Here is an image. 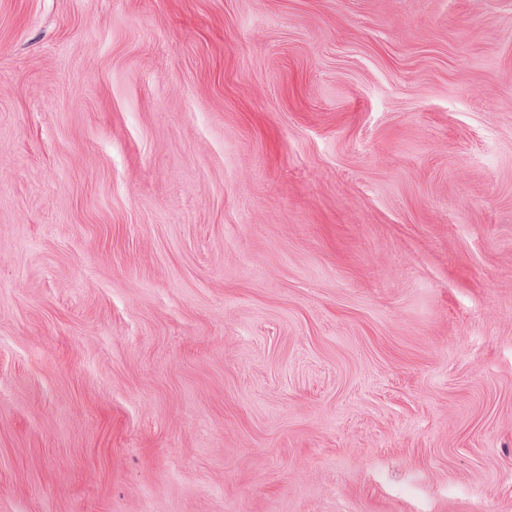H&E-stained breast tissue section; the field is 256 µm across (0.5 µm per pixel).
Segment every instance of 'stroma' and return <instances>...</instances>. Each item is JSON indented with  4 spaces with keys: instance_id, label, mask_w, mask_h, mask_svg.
Masks as SVG:
<instances>
[{
    "instance_id": "stroma-1",
    "label": "stroma",
    "mask_w": 512,
    "mask_h": 512,
    "mask_svg": "<svg viewBox=\"0 0 512 512\" xmlns=\"http://www.w3.org/2000/svg\"><path fill=\"white\" fill-rule=\"evenodd\" d=\"M0 512H512V0H0Z\"/></svg>"
}]
</instances>
